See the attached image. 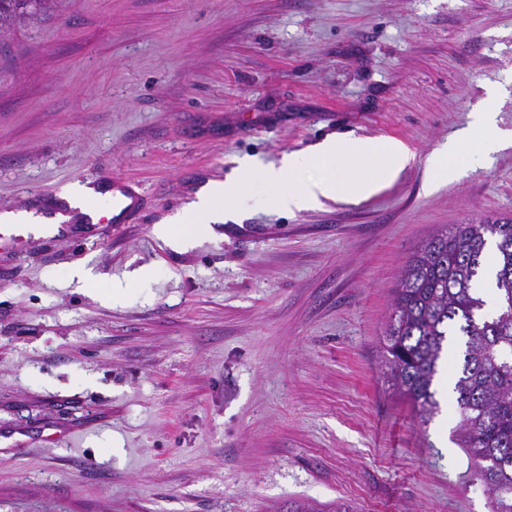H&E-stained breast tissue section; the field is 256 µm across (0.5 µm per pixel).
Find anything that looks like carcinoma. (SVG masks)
I'll return each mask as SVG.
<instances>
[{
	"mask_svg": "<svg viewBox=\"0 0 512 512\" xmlns=\"http://www.w3.org/2000/svg\"><path fill=\"white\" fill-rule=\"evenodd\" d=\"M53 2L0 0V30L51 12ZM491 246L496 312L489 317L479 283ZM454 326L466 337L453 384L459 445L492 512H512L511 218L459 224L433 236L401 275L387 330L389 378L425 415L437 408L432 385Z\"/></svg>",
	"mask_w": 512,
	"mask_h": 512,
	"instance_id": "obj_1",
	"label": "carcinoma"
}]
</instances>
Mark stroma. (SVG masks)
<instances>
[{"label":"stroma","mask_w":512,"mask_h":512,"mask_svg":"<svg viewBox=\"0 0 512 512\" xmlns=\"http://www.w3.org/2000/svg\"><path fill=\"white\" fill-rule=\"evenodd\" d=\"M494 87L506 144L429 188ZM329 135L412 161L366 200L262 205L185 251L154 235L239 157ZM113 176L137 223L0 245V512H491L455 442L463 337L426 422L384 355L413 253L512 219V0H59L0 33V213ZM82 264L92 288L68 286Z\"/></svg>","instance_id":"obj_1"}]
</instances>
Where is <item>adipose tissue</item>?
<instances>
[{
  "label": "adipose tissue",
  "instance_id": "adipose-tissue-1",
  "mask_svg": "<svg viewBox=\"0 0 512 512\" xmlns=\"http://www.w3.org/2000/svg\"><path fill=\"white\" fill-rule=\"evenodd\" d=\"M504 135L497 114L485 105L471 114L467 126L435 149L428 158L433 176L459 167L483 164L502 146ZM406 148L390 140L373 144L353 136L329 137L304 153L283 155L279 163L264 164L252 157L240 159L238 175L228 182L207 183L197 194L193 231L178 224H160L155 235L176 250L192 246L197 236L208 235L232 212L252 208L256 198L249 185H257L265 199L284 211L316 207L325 198L368 199L397 180L409 162Z\"/></svg>",
  "mask_w": 512,
  "mask_h": 512
}]
</instances>
